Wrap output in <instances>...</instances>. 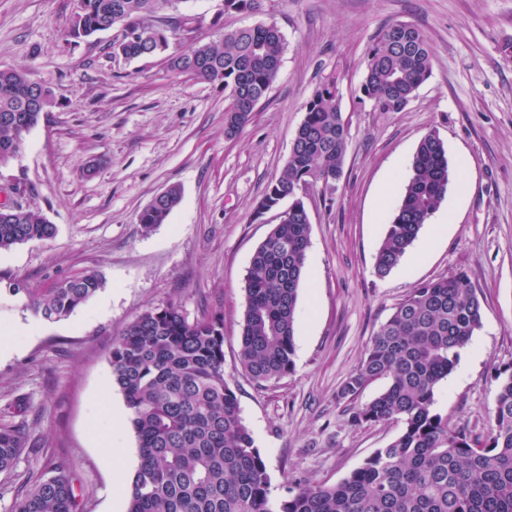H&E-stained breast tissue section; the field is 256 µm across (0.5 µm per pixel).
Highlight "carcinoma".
Returning <instances> with one entry per match:
<instances>
[{
	"mask_svg": "<svg viewBox=\"0 0 512 512\" xmlns=\"http://www.w3.org/2000/svg\"><path fill=\"white\" fill-rule=\"evenodd\" d=\"M177 0H81L67 37L85 39L118 29L112 51L129 60L166 55L170 69L227 92V135L245 125L275 83L286 39L276 24L224 32L217 43H197L175 53L171 44L203 20H160ZM260 0H224V12L259 10ZM432 73L428 39L404 22L387 24L369 47L361 91L377 112H402ZM55 105L50 88L24 68L0 69V167L22 150L26 135ZM340 78H322L305 104L288 161L267 187L258 208L288 203V219L273 225L255 250L245 276L246 307L239 336L242 367L258 385L292 372L295 310L311 225L302 182L333 192L348 149ZM453 180L447 147L431 131L418 143L411 174L378 248L374 273L387 276L412 248L424 224L446 199ZM181 198L143 209L145 231L165 223ZM55 225L33 209L0 212V250L55 234ZM87 271L44 291L20 288L46 320L68 317L102 287ZM481 324V301L469 276L457 272L411 289L380 325L341 397L369 383L387 386L369 402L349 407L355 426L391 419L401 434L334 486L304 484L282 499L270 498L271 479L261 450L244 424L235 392L224 380V319L189 320L173 304L145 311L112 344V385L130 410L140 463L128 479L127 512H512V369L499 372L485 443L448 425L435 393L455 368ZM23 425L0 426V473L10 471L31 446ZM15 512H79L67 466L39 475L18 492Z\"/></svg>",
	"mask_w": 512,
	"mask_h": 512,
	"instance_id": "1",
	"label": "carcinoma"
}]
</instances>
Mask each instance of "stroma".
Segmentation results:
<instances>
[{
	"label": "stroma",
	"mask_w": 512,
	"mask_h": 512,
	"mask_svg": "<svg viewBox=\"0 0 512 512\" xmlns=\"http://www.w3.org/2000/svg\"><path fill=\"white\" fill-rule=\"evenodd\" d=\"M179 11L204 20L177 42L180 52L260 23L286 38L272 89L235 136L225 132L221 83L176 74L160 56H116L112 29L66 38L74 0H0V68L28 69L57 101L0 168V190L57 227L48 241L0 250V331L36 326L10 337L12 351L0 357V423L22 401L14 421L44 440L0 473V512H14V483L51 474L60 460L82 512H126L114 469H136L138 442L112 385L110 351L140 314L170 303L191 319L223 317L224 378L275 498L299 484L336 485L401 433L397 421L351 425L340 389L411 288L463 271L481 298V326L435 395L450 427L486 437L496 376L512 367V56L502 51L512 42V0H261L247 14L224 12L222 0H181ZM393 21L424 31L432 74L404 111L376 112L361 92L366 53ZM332 72L349 130L343 176L332 197L316 186L305 200L311 241L294 369L260 386L240 363L238 336L245 275L278 213L253 212L288 160L305 102ZM432 130L454 171L443 203L454 221L432 246L422 228L398 267L377 277L389 209ZM173 185L179 204L143 231L138 214ZM87 270L103 288L58 322L7 289L16 279L47 289Z\"/></svg>",
	"instance_id": "stroma-1"
}]
</instances>
